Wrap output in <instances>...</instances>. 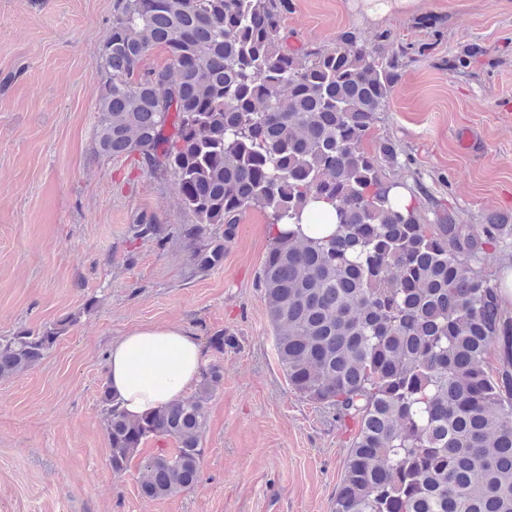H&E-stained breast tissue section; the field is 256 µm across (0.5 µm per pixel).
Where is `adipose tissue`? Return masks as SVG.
<instances>
[{"mask_svg": "<svg viewBox=\"0 0 512 512\" xmlns=\"http://www.w3.org/2000/svg\"><path fill=\"white\" fill-rule=\"evenodd\" d=\"M205 351L178 325H145L116 339L108 356L109 390L132 419L181 399L198 380Z\"/></svg>", "mask_w": 512, "mask_h": 512, "instance_id": "adipose-tissue-1", "label": "adipose tissue"}]
</instances>
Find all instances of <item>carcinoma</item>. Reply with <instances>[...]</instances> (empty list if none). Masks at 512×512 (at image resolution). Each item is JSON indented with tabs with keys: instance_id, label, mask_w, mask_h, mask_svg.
I'll return each instance as SVG.
<instances>
[{
	"instance_id": "obj_1",
	"label": "carcinoma",
	"mask_w": 512,
	"mask_h": 512,
	"mask_svg": "<svg viewBox=\"0 0 512 512\" xmlns=\"http://www.w3.org/2000/svg\"><path fill=\"white\" fill-rule=\"evenodd\" d=\"M288 0H113L96 62V153H138L176 178L194 223L178 225L195 271L224 262L247 208L269 212L261 270L278 359L300 396L358 423L333 512H512V314L485 273L503 224H423L391 196L396 144L366 149L398 83L399 53L344 31L332 48L280 43ZM156 46L160 69L140 70ZM172 127L170 136L164 135ZM336 230L302 227L311 202ZM216 226L222 235L213 233ZM72 323L0 336V379L36 364ZM496 351L498 367L488 358ZM202 369L195 395L137 420L104 390L111 465L150 438V498L194 488L206 404L222 386Z\"/></svg>"
}]
</instances>
